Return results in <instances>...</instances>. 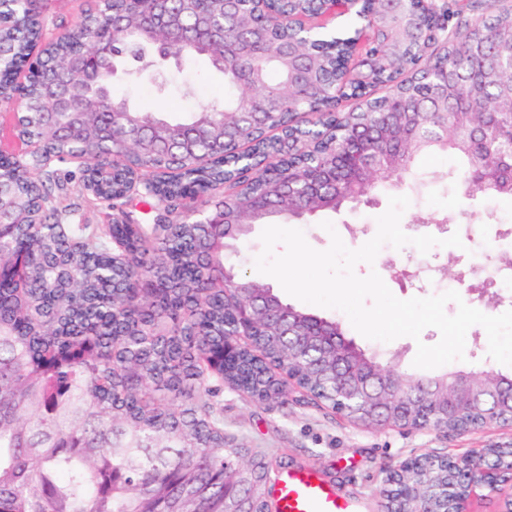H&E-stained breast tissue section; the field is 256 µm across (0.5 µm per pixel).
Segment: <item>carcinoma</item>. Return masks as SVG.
Returning <instances> with one entry per match:
<instances>
[{
    "label": "carcinoma",
    "instance_id": "carcinoma-1",
    "mask_svg": "<svg viewBox=\"0 0 512 512\" xmlns=\"http://www.w3.org/2000/svg\"><path fill=\"white\" fill-rule=\"evenodd\" d=\"M44 0H0V99L18 94L21 112L0 119L32 150L0 149V512H224V477L240 479L251 512H275L277 467L224 432L216 401L224 385L258 403H288L280 370L312 397L370 428L408 423L426 408L448 431L493 427L512 415V373L490 368L463 412L452 406L448 370L404 376L377 355L340 356L330 338L343 322L284 302L247 275L262 298L254 334L224 359V337L244 331L224 305V270L247 237L218 239L177 202L200 198L205 214L224 184L250 181L234 226L292 224L300 217L372 207L376 194L416 180L426 154L449 157L457 176L473 171L465 144L492 150L483 165L500 176L483 191L512 199V10L491 3L469 22L456 5L439 15L448 28L441 59L405 35L403 16L362 42L361 13L339 23L312 0H154L127 11L102 0L74 28L51 35L40 67L29 57L42 36ZM121 24L112 37V19ZM375 61L364 75L341 70L359 44ZM166 47L174 58L204 57L224 74V101L173 117L142 110L115 94L125 55L142 59ZM269 95L270 121L245 140L256 169L238 156L189 168L172 143H210L236 129L244 102ZM335 107L319 126L288 125L279 102ZM77 159L90 204L134 196L163 206L154 224L121 220L72 224L56 163ZM476 462L487 483L501 481L512 448H484ZM416 489L409 512L430 501L456 512L464 492L430 454L398 465Z\"/></svg>",
    "mask_w": 512,
    "mask_h": 512
}]
</instances>
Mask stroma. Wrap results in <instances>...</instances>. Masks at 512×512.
I'll return each instance as SVG.
<instances>
[{
    "label": "stroma",
    "instance_id": "stroma-1",
    "mask_svg": "<svg viewBox=\"0 0 512 512\" xmlns=\"http://www.w3.org/2000/svg\"><path fill=\"white\" fill-rule=\"evenodd\" d=\"M114 90L134 106L178 110L207 105L224 98V76L205 63L191 59L169 63L161 70H139L128 62L127 70L114 80ZM423 170L431 175L419 201L411 202L401 218L407 235H438L436 225L424 223L425 212L440 211L453 219L447 234H459L461 247H436L421 254L414 246L396 249L383 246L374 264L359 263L358 276L377 272L399 299L427 297L451 289L467 305L488 315L505 312V305H491L468 290L473 272L493 270L503 251L512 249L502 226L489 224L485 214L496 209L500 218L512 215V201H470L456 189L448 176L447 160L423 159ZM381 197L377 208H361L331 215L338 234L348 248L356 249L377 232L376 219L388 208ZM345 335L366 352H377L383 361L397 360L401 373L414 374L413 360L418 343L435 344L437 329L427 328L420 340L401 337L389 343L363 337L353 327ZM224 429L243 438L249 448L281 460L284 469H309L360 505V512H381L379 491L386 467L421 453L457 456L472 448L512 446V429L489 427L465 433L434 430L373 431L354 425L331 409L320 406L296 389L284 406L259 404L231 388H223Z\"/></svg>",
    "mask_w": 512,
    "mask_h": 512
}]
</instances>
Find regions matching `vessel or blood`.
I'll list each match as a JSON object with an SVG mask.
<instances>
[{
  "label": "vessel or blood",
  "instance_id": "b4317fda",
  "mask_svg": "<svg viewBox=\"0 0 512 512\" xmlns=\"http://www.w3.org/2000/svg\"><path fill=\"white\" fill-rule=\"evenodd\" d=\"M278 512H355L354 503L311 472L298 471L276 483Z\"/></svg>",
  "mask_w": 512,
  "mask_h": 512
}]
</instances>
